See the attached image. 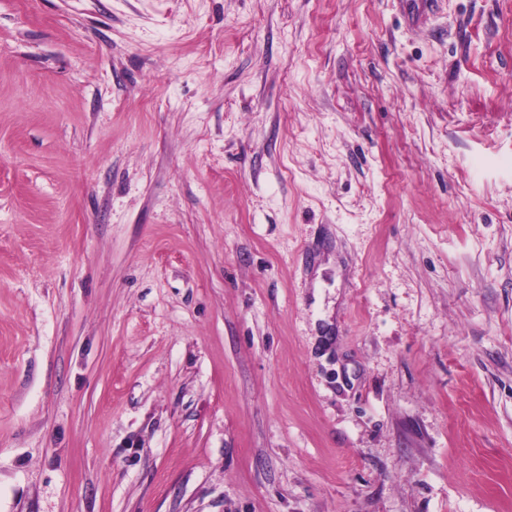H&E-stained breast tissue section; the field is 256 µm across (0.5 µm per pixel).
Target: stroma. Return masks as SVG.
<instances>
[{
    "label": "stroma",
    "mask_w": 512,
    "mask_h": 512,
    "mask_svg": "<svg viewBox=\"0 0 512 512\" xmlns=\"http://www.w3.org/2000/svg\"><path fill=\"white\" fill-rule=\"evenodd\" d=\"M0 512H512V0H0Z\"/></svg>",
    "instance_id": "obj_1"
}]
</instances>
